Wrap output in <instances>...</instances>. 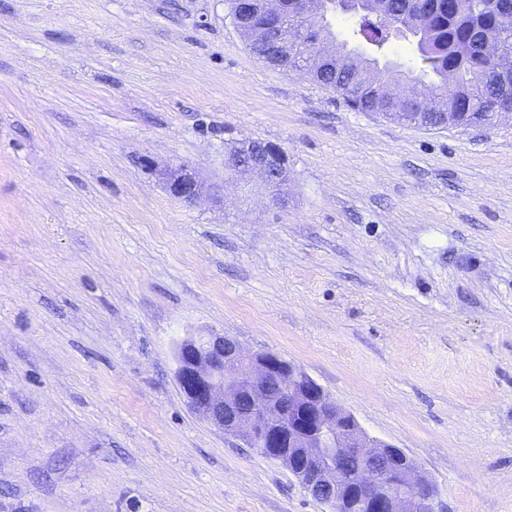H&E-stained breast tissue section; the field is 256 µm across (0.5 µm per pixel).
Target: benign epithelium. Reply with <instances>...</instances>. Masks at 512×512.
Segmentation results:
<instances>
[{"mask_svg":"<svg viewBox=\"0 0 512 512\" xmlns=\"http://www.w3.org/2000/svg\"><path fill=\"white\" fill-rule=\"evenodd\" d=\"M259 12L280 55L319 51L322 28L308 0H233V20ZM512 122V112H490L473 126ZM232 173H257L274 190L288 181L286 156L277 146L254 140L228 153ZM169 190L186 202L202 186L186 166L169 173ZM176 378L189 407L226 435L277 457L307 493L326 502L349 496L368 512H442L433 483L416 462L394 454L392 445L367 436L357 420L338 408L300 367L266 351L245 352L213 332L185 338L176 353ZM352 456L378 459L385 471L343 473Z\"/></svg>","mask_w":512,"mask_h":512,"instance_id":"7a95c632","label":"benign epithelium"}]
</instances>
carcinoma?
<instances>
[{"mask_svg": "<svg viewBox=\"0 0 512 512\" xmlns=\"http://www.w3.org/2000/svg\"><path fill=\"white\" fill-rule=\"evenodd\" d=\"M381 11L362 0L350 9V35L337 44L344 48L331 67L319 65L313 77L322 85L340 92L349 104L361 112L380 109L379 90L372 87L357 93L370 77L383 84H399L402 72L379 58L348 48L350 42H363L375 53L392 38L413 43L425 74L436 80L411 79V87L392 105L393 112H422L421 99L443 97L452 89L458 119L469 121L476 112H493L503 105L500 87L494 83L480 85L481 75L496 74L498 68H512V55L501 59L484 55V45L500 35L501 17L512 9V0H378Z\"/></svg>", "mask_w": 512, "mask_h": 512, "instance_id": "obj_1", "label": "carcinoma"}]
</instances>
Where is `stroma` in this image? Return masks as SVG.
Listing matches in <instances>:
<instances>
[{
  "label": "stroma",
  "mask_w": 512,
  "mask_h": 512,
  "mask_svg": "<svg viewBox=\"0 0 512 512\" xmlns=\"http://www.w3.org/2000/svg\"><path fill=\"white\" fill-rule=\"evenodd\" d=\"M253 140L285 202L226 169ZM208 330L300 367L444 512H512V124L353 110L228 0H0V512H328L187 406ZM225 166L232 173H257L279 191L288 181L286 156L277 146L254 140L228 153ZM168 186L173 196L186 202L195 201L202 193L196 174L184 165L169 173Z\"/></svg>",
  "instance_id": "stroma-1"
}]
</instances>
